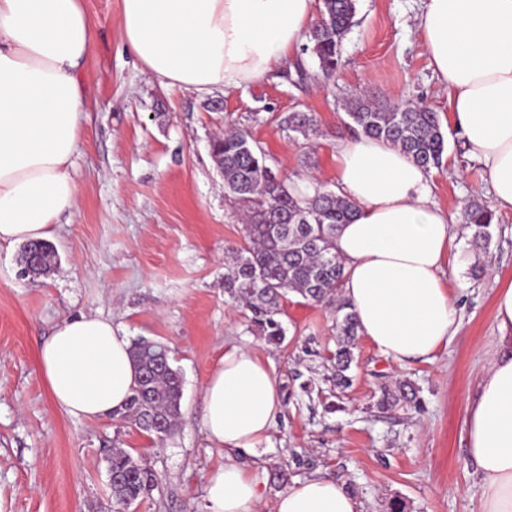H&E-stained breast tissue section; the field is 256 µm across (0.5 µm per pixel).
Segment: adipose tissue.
<instances>
[{"instance_id": "ef3b65f1", "label": "adipose tissue", "mask_w": 512, "mask_h": 512, "mask_svg": "<svg viewBox=\"0 0 512 512\" xmlns=\"http://www.w3.org/2000/svg\"><path fill=\"white\" fill-rule=\"evenodd\" d=\"M121 39L162 84L209 91L262 83L315 23V0H122ZM419 33L448 98L450 122L488 178L495 206L512 210V0H426ZM92 50L82 0H0V244L45 240L75 206ZM336 192L356 213L336 230L343 295L360 332L396 362L431 361L460 327L446 271L456 238L430 197L429 175L398 147L358 136L336 147ZM500 336L467 400L466 459L480 512H512V282L498 288ZM109 319L58 324L40 349L54 404L76 418L122 411L138 372ZM269 360L233 347L203 391L208 440L224 450L206 512H257L256 477L237 453L268 439L281 412ZM275 512H361L342 483L321 475L280 492Z\"/></svg>"}]
</instances>
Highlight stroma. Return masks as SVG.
Segmentation results:
<instances>
[{
	"label": "stroma",
	"instance_id": "obj_1",
	"mask_svg": "<svg viewBox=\"0 0 512 512\" xmlns=\"http://www.w3.org/2000/svg\"><path fill=\"white\" fill-rule=\"evenodd\" d=\"M93 51L81 77L90 101L75 157L80 193L50 242L57 266L21 275V245H0V512H116L107 459L121 448L143 458L159 479L130 512H203L210 473L224 463L202 425L203 391L225 349L269 359L282 408L268 440L241 462L263 490L258 512H274L278 492L321 474L342 482L361 512H476L480 487L465 462L467 399L497 350V288L512 282V211L496 210L487 249L461 230L448 285L460 328L434 361L400 364L358 338L339 392L329 382L337 347L333 308L296 294L283 303V344L248 327V312L224 291L227 250L240 242V206L224 189L211 155L216 132L247 129L266 163L286 183L336 187L334 155L349 137L346 102L424 105L448 118L421 42L422 0H357L344 64L330 83L311 52L257 86L201 92L166 86L121 40L122 0H83ZM291 112L314 113L316 135L286 129ZM432 200L458 213L494 204L482 166L460 134L446 130ZM483 266L473 278L474 266ZM111 319L119 333L167 344L184 379L179 429L160 443L117 416L74 418L57 409L39 366V349L63 319ZM415 384L416 400L377 402L396 382Z\"/></svg>",
	"mask_w": 512,
	"mask_h": 512
}]
</instances>
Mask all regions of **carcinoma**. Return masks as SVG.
<instances>
[{"label":"carcinoma","mask_w":512,"mask_h":512,"mask_svg":"<svg viewBox=\"0 0 512 512\" xmlns=\"http://www.w3.org/2000/svg\"><path fill=\"white\" fill-rule=\"evenodd\" d=\"M356 2L322 0L321 19L308 33L307 48L317 58L325 80L342 65V43L354 25ZM346 113L359 133L392 143L426 171L441 166L445 135L438 114L430 108L382 107L358 96L348 102ZM284 123L289 131L307 139L315 132L317 119L308 112H292ZM212 156L223 173L224 189L241 205L245 220L241 242L228 249L224 291L251 313L252 330L271 344L285 340L279 315L289 294L334 307L338 340L331 381L340 390L348 388L347 371L359 323L341 293L344 264L336 253L335 234L338 225L350 222L354 205L332 191L317 189L308 195L276 177L262 149L243 129L226 131L214 140ZM493 218L484 205L473 203L465 208L473 245L490 243ZM54 256L45 241L27 243L21 253L22 262L30 263L36 276L50 271ZM155 351L148 339L132 342L130 353L139 375L122 417L162 440L174 434L181 416L182 377L171 364L157 371ZM109 463L116 478L112 497L123 509L157 487L155 472L128 452L113 451Z\"/></svg>","instance_id":"cac0c4a2"}]
</instances>
